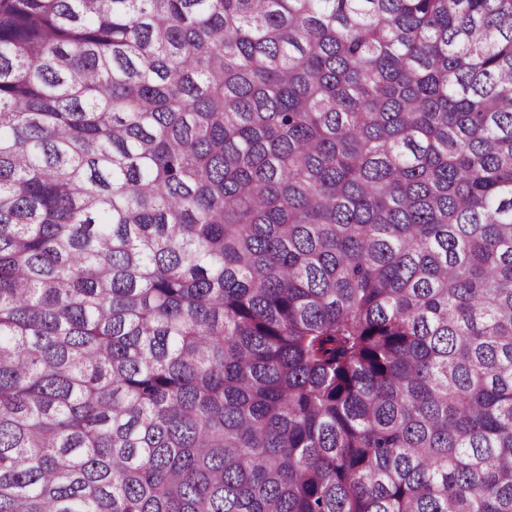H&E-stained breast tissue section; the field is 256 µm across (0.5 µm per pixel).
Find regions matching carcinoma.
<instances>
[{
    "mask_svg": "<svg viewBox=\"0 0 512 512\" xmlns=\"http://www.w3.org/2000/svg\"><path fill=\"white\" fill-rule=\"evenodd\" d=\"M0 512H512V0H0Z\"/></svg>",
    "mask_w": 512,
    "mask_h": 512,
    "instance_id": "carcinoma-1",
    "label": "carcinoma"
}]
</instances>
